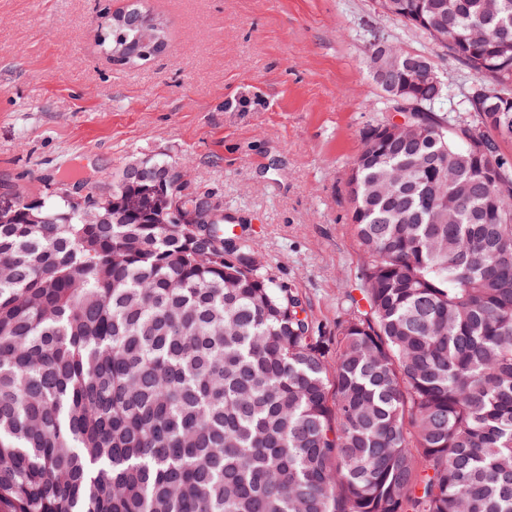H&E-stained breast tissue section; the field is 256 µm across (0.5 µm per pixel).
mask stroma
Listing matches in <instances>:
<instances>
[{
    "label": "stroma",
    "instance_id": "stroma-1",
    "mask_svg": "<svg viewBox=\"0 0 512 512\" xmlns=\"http://www.w3.org/2000/svg\"><path fill=\"white\" fill-rule=\"evenodd\" d=\"M125 3L0 0V201L102 193L144 157L185 165V192L224 210L334 339L363 268L349 166L366 127L401 118L372 78L373 37L430 57L449 84L441 113L460 110L472 74L374 0H145L168 47L120 67L97 36Z\"/></svg>",
    "mask_w": 512,
    "mask_h": 512
}]
</instances>
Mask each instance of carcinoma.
Segmentation results:
<instances>
[{"instance_id": "1", "label": "carcinoma", "mask_w": 512, "mask_h": 512, "mask_svg": "<svg viewBox=\"0 0 512 512\" xmlns=\"http://www.w3.org/2000/svg\"><path fill=\"white\" fill-rule=\"evenodd\" d=\"M494 93L413 77L346 182L364 260L334 357L305 302L142 159L0 207V512H512V0H376ZM166 25L128 0L118 65ZM195 225L165 224L174 205Z\"/></svg>"}]
</instances>
